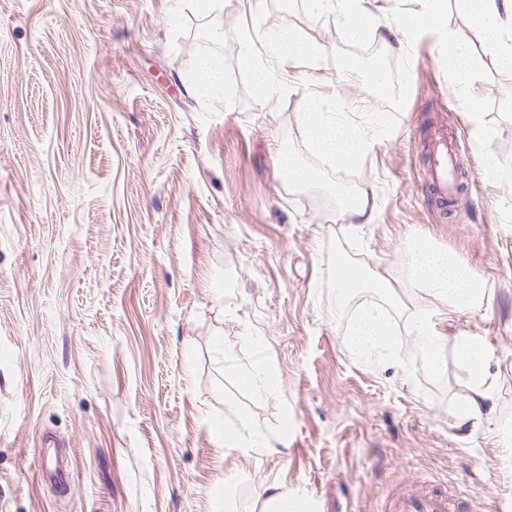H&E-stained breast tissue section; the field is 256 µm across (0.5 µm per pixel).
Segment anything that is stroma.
<instances>
[{"label": "stroma", "instance_id": "1", "mask_svg": "<svg viewBox=\"0 0 512 512\" xmlns=\"http://www.w3.org/2000/svg\"><path fill=\"white\" fill-rule=\"evenodd\" d=\"M420 8L376 0L372 49L399 58L386 30ZM259 9L324 52L343 45L334 16L274 0ZM249 19L247 0H223L210 19L186 0H0V512H221L229 489L235 512H261L263 481L312 512H372L399 479L476 492L472 512H512V188L485 172L437 37L414 43L397 128L352 179L374 219L351 224L321 193L291 191L276 154L303 143L307 91L381 104L329 60L277 67L285 98L249 101L231 35ZM447 25L471 48L472 93L492 103L490 150L512 160L501 104L512 69L460 0H447ZM208 52L223 62L224 90L202 99L194 64ZM439 122L457 131L469 171L450 214L427 174ZM414 236L477 272L487 308L452 314L406 287L400 257ZM341 252L395 282V360L346 346L371 296L339 301ZM429 312L443 336L486 346L494 422L455 426L468 376L448 347L429 369L408 332ZM257 360L274 389L237 383L236 368ZM240 416L283 452L226 449L217 435ZM43 433L72 462L65 492L41 479Z\"/></svg>", "mask_w": 512, "mask_h": 512}]
</instances>
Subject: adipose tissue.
<instances>
[{
    "instance_id": "obj_1",
    "label": "adipose tissue",
    "mask_w": 512,
    "mask_h": 512,
    "mask_svg": "<svg viewBox=\"0 0 512 512\" xmlns=\"http://www.w3.org/2000/svg\"><path fill=\"white\" fill-rule=\"evenodd\" d=\"M317 13L337 11L343 34L351 40H363L373 35L376 18L366 0H311ZM472 26L483 42L494 50L498 63L512 69V0H463ZM446 0H425L424 8L404 18L392 31L396 42H403L407 31L420 26L438 29L443 47V61L454 75L461 93H468L475 69L467 47L454 32L443 25ZM406 284L421 288L445 299L452 312L482 306L485 298L483 279L448 250L428 241L415 242L406 273ZM390 278L372 270L366 264L340 257L336 266V289L340 300H348L369 290L376 301L360 307L354 317L349 344L359 354L374 353L390 359L398 354L396 329L385 307L393 296ZM458 358L469 377L470 394L454 411L457 426H482L495 413L491 388L487 385L488 353L474 336L462 335L452 342Z\"/></svg>"
}]
</instances>
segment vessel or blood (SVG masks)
<instances>
[{"label": "vessel or blood", "instance_id": "vessel-or-blood-1", "mask_svg": "<svg viewBox=\"0 0 512 512\" xmlns=\"http://www.w3.org/2000/svg\"><path fill=\"white\" fill-rule=\"evenodd\" d=\"M456 145L445 132H438L432 144V162L428 168L432 191L437 199L455 196ZM42 479L53 487L64 489L69 485V473L61 466L63 452L49 436L40 438ZM375 512H465V500L449 493L447 488L416 483H400L377 503Z\"/></svg>", "mask_w": 512, "mask_h": 512}]
</instances>
